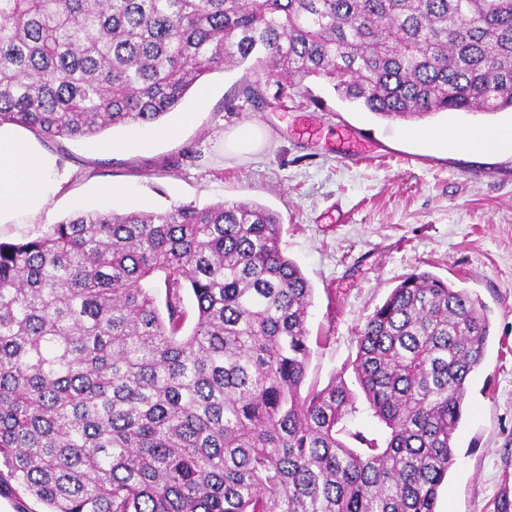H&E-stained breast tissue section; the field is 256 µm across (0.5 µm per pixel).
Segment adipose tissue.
Here are the masks:
<instances>
[{
    "label": "adipose tissue",
    "mask_w": 512,
    "mask_h": 512,
    "mask_svg": "<svg viewBox=\"0 0 512 512\" xmlns=\"http://www.w3.org/2000/svg\"><path fill=\"white\" fill-rule=\"evenodd\" d=\"M420 138L433 148L476 147L492 155L512 153V129L482 134L425 131ZM56 167L55 158L36 150L14 125H0V218L43 211L55 192Z\"/></svg>",
    "instance_id": "ef3b65f1"
}]
</instances>
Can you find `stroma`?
<instances>
[{
    "instance_id": "stroma-1",
    "label": "stroma",
    "mask_w": 512,
    "mask_h": 512,
    "mask_svg": "<svg viewBox=\"0 0 512 512\" xmlns=\"http://www.w3.org/2000/svg\"><path fill=\"white\" fill-rule=\"evenodd\" d=\"M249 65L208 75L207 99L190 91L156 124L110 129L100 139L49 141L57 160L55 195L43 215L0 224V240L34 238L75 210L154 211L171 206L249 201L282 221L281 247L313 288L307 320V383L327 385L356 353L366 317L412 271H429L470 289L490 309L493 336L473 374L455 441L456 463L437 512H500L512 488V154L437 151L416 137L433 127H512V112H449L420 120L381 118L310 82L308 99L276 82L265 104L248 101ZM194 120L181 124L182 113ZM253 123L268 133L253 156H228L214 144ZM129 141L122 153L110 140ZM149 148H140V140ZM369 156L349 160L354 141ZM120 187L103 199V185Z\"/></svg>"
}]
</instances>
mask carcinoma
Listing matches in <instances>:
<instances>
[{
    "label": "carcinoma",
    "mask_w": 512,
    "mask_h": 512,
    "mask_svg": "<svg viewBox=\"0 0 512 512\" xmlns=\"http://www.w3.org/2000/svg\"><path fill=\"white\" fill-rule=\"evenodd\" d=\"M253 62L386 118L512 109V0H0V124L91 139ZM262 205L76 211L0 241V495L44 512H436L489 310L429 271L301 387L312 288ZM194 301V313L184 303ZM344 377L349 386L358 394V400L356 405L359 408V412L356 413V417L353 420V425L355 427H359L373 434H381L383 432L382 424L379 423L376 418H373L367 412L358 389L355 386H352V384L354 383V378L351 371L347 370Z\"/></svg>",
    "instance_id": "1"
}]
</instances>
